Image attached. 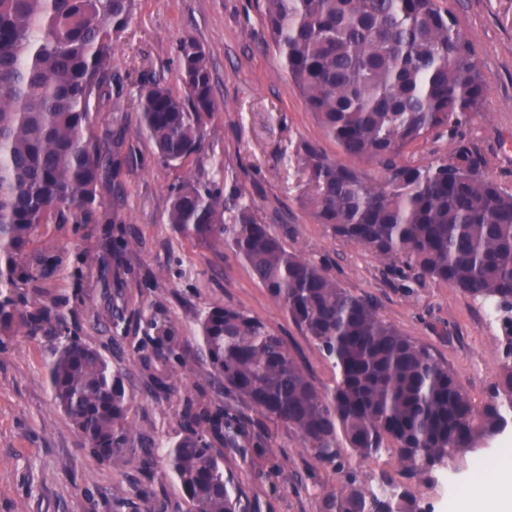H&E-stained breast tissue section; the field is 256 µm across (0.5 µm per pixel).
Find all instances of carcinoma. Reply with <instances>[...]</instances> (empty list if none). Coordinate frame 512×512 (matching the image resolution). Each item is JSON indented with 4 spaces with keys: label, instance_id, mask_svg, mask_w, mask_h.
<instances>
[{
    "label": "carcinoma",
    "instance_id": "carcinoma-1",
    "mask_svg": "<svg viewBox=\"0 0 512 512\" xmlns=\"http://www.w3.org/2000/svg\"><path fill=\"white\" fill-rule=\"evenodd\" d=\"M442 0H265L264 19L294 87L324 133L373 178L308 145L300 158L307 204L321 224L408 270L488 303L502 324L506 360L498 382L474 402L448 362L401 332L373 300L342 288L283 239L239 194L220 199L187 176L170 188L167 223L210 247L226 244L339 372L318 390L282 337L244 310L215 304L198 320V350L215 383L300 439L314 461L343 473L318 512H424L411 493L366 490L341 463L342 448L369 457L387 447L409 477L454 459H479L512 426V193L484 176L477 146L456 138L483 111L487 84L470 43ZM133 0H0V334L51 327L45 356L52 400L91 452L122 460L143 437L128 421L134 399L102 351L72 333L66 300L37 289L29 304L13 286L32 278L25 258L51 217L99 219L112 189L121 136L90 132L92 105L112 81V51ZM187 100L159 81L139 89V133L166 164L204 148L219 112L209 60L194 40L179 47ZM448 135L452 153L425 166L405 149ZM139 356L187 365L170 328ZM184 435L167 452L193 512H247L221 449H259L239 411L213 409L203 389L178 402Z\"/></svg>",
    "mask_w": 512,
    "mask_h": 512
}]
</instances>
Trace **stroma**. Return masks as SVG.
Here are the masks:
<instances>
[{
    "mask_svg": "<svg viewBox=\"0 0 512 512\" xmlns=\"http://www.w3.org/2000/svg\"><path fill=\"white\" fill-rule=\"evenodd\" d=\"M264 0H134L131 19L113 51L115 78L109 96L92 110L95 133L123 132L119 174L104 203L108 224L50 223L28 258L34 280L22 285L68 298L77 314V334L102 347L134 398L130 421L152 443L150 474L138 462L102 460L87 451L72 424L51 401L44 355L52 340L27 331L0 338V512H146L136 497L144 488L166 503V512H191L168 474L164 450L183 430L177 398L155 396L133 347L152 330L136 318L151 307L159 323L183 340L196 336L199 314L224 303L249 312L286 342L323 392L337 371L316 342L292 322L227 246L204 248L167 222L169 188L186 174L217 188L221 196L243 193L290 250L316 262L348 291L371 297L380 314L403 333L448 362L475 401L486 399L502 364L501 329L485 306L444 283L404 279L371 251L334 237L304 203L305 178L298 167L304 145L333 159L342 154L326 137L303 97L289 83L281 57L263 21ZM471 43L488 97L481 114L459 129L486 159L483 173L512 191V0H446ZM205 50L220 110L207 125L204 150L185 165H166L152 143L137 134V90L157 79L184 96L178 58L181 41ZM124 242L122 252L110 243ZM133 317L126 334L113 331V301ZM179 387L206 388L217 406L242 410L241 400L212 387L209 368L190 359L178 371ZM277 475L261 476L243 461V451H223L224 473L249 503V512H317L322 492L339 487L341 469L323 466L302 450L281 422L251 413ZM343 467L356 471L364 488L393 482L406 488L424 512H448V497L472 473L449 462L434 480L406 478L392 452L361 458L343 449ZM97 487L87 497L85 486Z\"/></svg>",
    "mask_w": 512,
    "mask_h": 512,
    "instance_id": "35a3bbf8",
    "label": "stroma"
}]
</instances>
